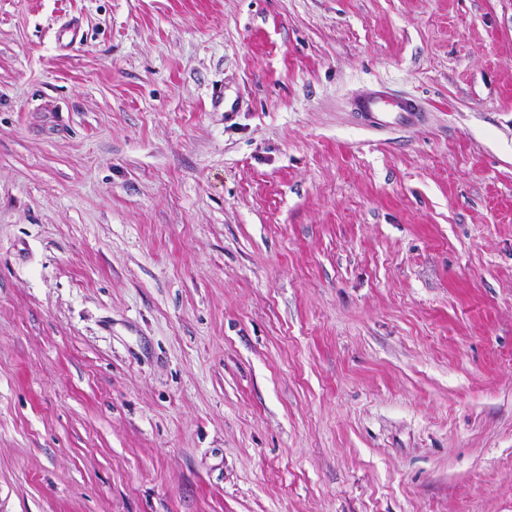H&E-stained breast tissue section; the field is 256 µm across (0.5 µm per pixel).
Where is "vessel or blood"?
I'll return each mask as SVG.
<instances>
[{
  "instance_id": "1",
  "label": "vessel or blood",
  "mask_w": 512,
  "mask_h": 512,
  "mask_svg": "<svg viewBox=\"0 0 512 512\" xmlns=\"http://www.w3.org/2000/svg\"><path fill=\"white\" fill-rule=\"evenodd\" d=\"M352 108L374 129L411 130L423 117L414 99L392 94L382 86L364 90L353 99Z\"/></svg>"
}]
</instances>
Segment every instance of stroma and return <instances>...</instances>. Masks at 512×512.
Returning a JSON list of instances; mask_svg holds the SVG:
<instances>
[{
	"label": "stroma",
	"mask_w": 512,
	"mask_h": 512,
	"mask_svg": "<svg viewBox=\"0 0 512 512\" xmlns=\"http://www.w3.org/2000/svg\"><path fill=\"white\" fill-rule=\"evenodd\" d=\"M0 512H512V0H0ZM352 109L367 126L382 130H411L423 117L414 99L394 95L383 86L364 90L353 99Z\"/></svg>",
	"instance_id": "obj_1"
}]
</instances>
